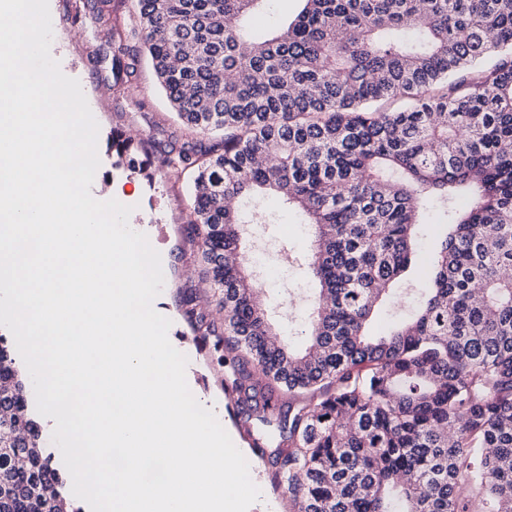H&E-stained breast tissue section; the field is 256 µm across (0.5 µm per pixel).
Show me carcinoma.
<instances>
[{
    "label": "carcinoma",
    "mask_w": 512,
    "mask_h": 512,
    "mask_svg": "<svg viewBox=\"0 0 512 512\" xmlns=\"http://www.w3.org/2000/svg\"><path fill=\"white\" fill-rule=\"evenodd\" d=\"M265 2L134 0L135 25L112 26L115 65L138 43L187 130L166 175L194 174L224 328L191 296L184 318L295 512H512V0H299L255 36ZM261 189L311 229L302 352L272 339L246 265L251 225L276 219L225 206ZM427 200L447 233L424 260ZM418 262V313L365 335ZM63 485L0 336V512H77Z\"/></svg>",
    "instance_id": "obj_1"
}]
</instances>
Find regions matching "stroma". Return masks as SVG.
I'll list each match as a JSON object with an SVG mask.
<instances>
[{"instance_id":"35a3bbf8","label":"stroma","mask_w":512,"mask_h":512,"mask_svg":"<svg viewBox=\"0 0 512 512\" xmlns=\"http://www.w3.org/2000/svg\"><path fill=\"white\" fill-rule=\"evenodd\" d=\"M73 0H49L52 21L50 52L62 72L77 79L91 112L99 125L98 155L100 166L90 192L97 200L108 198L109 189L120 190V203L132 206L131 220L146 234L151 246L162 259L164 288L153 302L154 309L171 321L168 337L171 344L188 358V386L195 398L210 397L221 409L216 418L225 430L235 435V445L249 463L250 477L263 487L268 499L288 504L287 494L270 480L268 461L255 456L248 439L241 433L226 406L224 369L216 360L211 346L200 347L184 321L181 299L185 291L196 292L199 309L215 322L224 314L216 306L208 286L199 246L189 222L193 177L184 174L171 179L158 176L161 154L150 147H140L138 158L145 173L132 172L127 166L116 167L107 154L106 135L120 130L143 140L149 131L180 142L184 131L173 108L158 87L155 74L147 60H139L132 77L118 80L113 69L110 31L114 17H127L130 0H108L101 12H88L81 21H72L69 9ZM106 95H98V88ZM141 100L142 108H134L133 100ZM258 209L273 215L274 223L259 227L255 252L265 270L273 278L261 292V298L272 312L273 329L293 346L306 343L304 313L308 305L310 285L298 263H284L281 250L289 246L300 252L307 247L302 215L286 208L275 198L262 197Z\"/></svg>"}]
</instances>
